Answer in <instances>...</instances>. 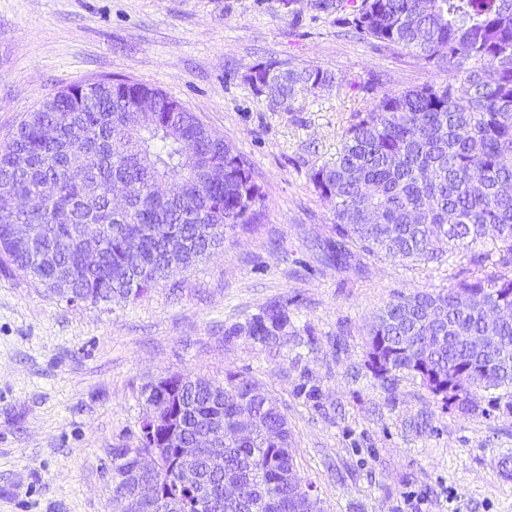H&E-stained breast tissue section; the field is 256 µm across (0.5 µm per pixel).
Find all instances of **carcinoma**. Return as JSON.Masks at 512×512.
I'll use <instances>...</instances> for the list:
<instances>
[{
    "label": "carcinoma",
    "mask_w": 512,
    "mask_h": 512,
    "mask_svg": "<svg viewBox=\"0 0 512 512\" xmlns=\"http://www.w3.org/2000/svg\"><path fill=\"white\" fill-rule=\"evenodd\" d=\"M324 11L348 6L361 36L410 50L446 77L385 92L355 113L334 159L311 171L319 194L334 202L338 240L325 258L340 263L350 246L417 263L439 261L466 247L469 267L438 291L399 292L369 325L366 365L391 391L411 375L450 410H480L479 392L512 418V316L477 353L465 337L483 332L493 309L512 313V0H319ZM245 82L271 92L286 108L297 92L334 82L320 68L261 63ZM143 97L154 111L133 120ZM79 161L82 177L71 175ZM228 167L224 181L210 168ZM264 195L250 164L195 113L162 90L134 80L67 86L26 113L0 142V264L70 305L128 302L146 294L175 262L189 270L227 234L256 223ZM27 224L31 244L15 225ZM101 242L88 266L79 234ZM482 244L479 250L473 246ZM287 307L272 304L244 327L260 344L283 346L293 332ZM251 377L224 381L175 373L141 389L145 401L168 404L173 431L112 449L111 512H160L151 501L129 506L136 483L162 481L175 512H308L312 483L296 466L292 433L277 406L259 400ZM248 411V442H222L224 474L193 462L201 488L169 477L178 445L200 430L227 429ZM159 454L158 469L138 472L142 453ZM235 481L236 499L219 487Z\"/></svg>",
    "instance_id": "1"
}]
</instances>
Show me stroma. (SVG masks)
<instances>
[{"instance_id": "1", "label": "stroma", "mask_w": 512, "mask_h": 512, "mask_svg": "<svg viewBox=\"0 0 512 512\" xmlns=\"http://www.w3.org/2000/svg\"><path fill=\"white\" fill-rule=\"evenodd\" d=\"M316 0H0V139L59 89L131 79L196 113L248 160L257 223L130 303L71 306L0 265V512H108L112 451L138 444L149 379L258 380L286 415L322 512H512V421L442 409L419 379L366 367L373 317L467 267L355 251L326 262L333 205L309 180L355 111L438 79L408 50L349 30ZM334 83L281 112L243 79L259 63ZM296 331L268 348L237 326L271 302Z\"/></svg>"}]
</instances>
